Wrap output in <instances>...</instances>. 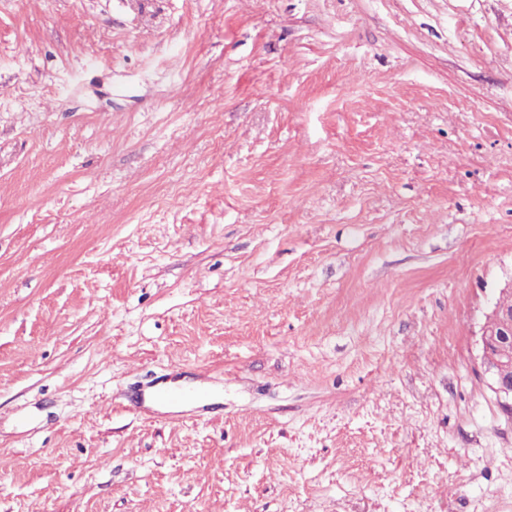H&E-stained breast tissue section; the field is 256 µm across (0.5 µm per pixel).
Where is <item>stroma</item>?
<instances>
[{"mask_svg": "<svg viewBox=\"0 0 512 512\" xmlns=\"http://www.w3.org/2000/svg\"><path fill=\"white\" fill-rule=\"evenodd\" d=\"M510 274L512 0H0V512H512ZM512 296V274L505 279L499 296L491 301L484 313L480 328L479 367L489 379L488 386L503 412L512 420V366L510 372L500 349L510 344L512 348V309L501 307L499 298L503 295Z\"/></svg>", "mask_w": 512, "mask_h": 512, "instance_id": "obj_1", "label": "stroma"}]
</instances>
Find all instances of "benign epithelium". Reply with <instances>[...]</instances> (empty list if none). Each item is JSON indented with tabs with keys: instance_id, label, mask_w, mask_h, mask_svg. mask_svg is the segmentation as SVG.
<instances>
[{
	"instance_id": "1",
	"label": "benign epithelium",
	"mask_w": 512,
	"mask_h": 512,
	"mask_svg": "<svg viewBox=\"0 0 512 512\" xmlns=\"http://www.w3.org/2000/svg\"><path fill=\"white\" fill-rule=\"evenodd\" d=\"M506 344L512 345V309L500 306L496 298L489 303L480 328L479 367L501 411L512 420V371L508 370L512 363L500 354Z\"/></svg>"
}]
</instances>
